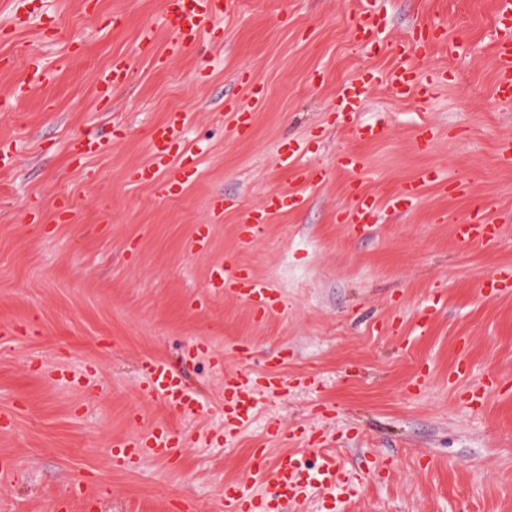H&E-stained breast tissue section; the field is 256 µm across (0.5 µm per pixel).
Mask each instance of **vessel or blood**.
Listing matches in <instances>:
<instances>
[{"instance_id": "b4317fda", "label": "vessel or blood", "mask_w": 512, "mask_h": 512, "mask_svg": "<svg viewBox=\"0 0 512 512\" xmlns=\"http://www.w3.org/2000/svg\"><path fill=\"white\" fill-rule=\"evenodd\" d=\"M236 0H165V19L174 33V50L186 51L194 47L201 35L214 28L224 16L230 15ZM496 26L500 36L493 47L497 61V87L499 99L512 100V0H497ZM386 17L377 7L376 0H360L354 36L358 46L368 55L379 56L393 53L391 42L384 37ZM413 46L428 50L446 44L443 24L414 27ZM131 60L125 55L113 56L104 70L98 71L94 81L104 91L123 85L130 74ZM387 84L398 97L429 94L432 83L422 79L418 69L399 60L388 72L368 70L356 79L344 83L338 90L339 106L342 112L353 114L361 111L370 88ZM147 138L153 155L159 159H171L182 170L196 169L197 160L192 151L183 148V116L174 113L171 120L149 128ZM339 165L352 173L356 184H363L372 173L362 154L344 153ZM299 190L278 194L265 200L246 216L248 237H255L267 224L272 213L278 211H299L306 207L308 197L304 185L311 179L305 170H297ZM434 173H425L422 179L404 185L400 193L389 199L388 208L400 209L401 205L418 200L425 183L433 181ZM379 203L375 198L357 196L346 219L351 224H371L376 220ZM473 216L469 223L458 225L460 240L490 245L500 237L499 225L490 223L480 200H473ZM209 284L214 288L232 289L238 297L249 303L262 315L278 311L281 303L274 292L261 280L254 278L242 267L215 261L210 270ZM285 360L278 354L268 359L264 373L255 375L238 369L224 375V429L231 434L244 431L258 410V394L263 390H277L284 386L285 379L280 371ZM140 371L145 377V391L149 398L160 401L170 410L184 418L192 419L205 414L210 404L196 392L189 389L183 374L171 363L160 359H148L141 363ZM179 438L165 429H152L147 439L132 434L115 440L112 453L115 458L134 460L139 453L146 452L156 457H175L179 454ZM269 486L267 494H258L256 483ZM342 468L334 450L325 448L320 453V462L314 468H305L301 457L285 454L275 462L258 460L249 477L225 483L220 498L221 512H288L289 508L303 503L318 491L327 490L344 494Z\"/></svg>"}]
</instances>
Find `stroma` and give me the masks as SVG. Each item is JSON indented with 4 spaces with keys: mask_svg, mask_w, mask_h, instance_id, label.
Masks as SVG:
<instances>
[{
    "mask_svg": "<svg viewBox=\"0 0 512 512\" xmlns=\"http://www.w3.org/2000/svg\"><path fill=\"white\" fill-rule=\"evenodd\" d=\"M387 40L406 45L420 22L446 24L458 54L412 51L423 76L447 71L432 97L378 85L360 117L336 92L362 69L389 70L351 35L358 0H239L235 17L168 55L163 0H43L51 21L14 29L18 0H0V141L14 162L0 173V512H216L225 482L248 476L268 420L334 446L359 486L341 512H512V288L483 294L512 266V104L494 95V0H382ZM155 30L140 46L141 28ZM65 58L59 78L15 101L30 81L23 59ZM128 82L104 92L93 76L113 55ZM263 102L238 131L226 102ZM184 115L197 170L159 195L139 180L152 163L147 130ZM385 122L379 139L358 126ZM428 122L436 139L416 142ZM121 132L104 154L77 161L71 135ZM325 170L297 212L273 214L248 247L239 228L265 197L298 189L282 152ZM364 155V190L386 201L430 167L469 181L501 238L460 242L469 200L442 186L364 229L340 221L351 206L338 155ZM206 250H192L197 234ZM219 259L250 268L284 309L256 317L209 285ZM424 331H415L420 318ZM224 359L188 361V343ZM263 371L287 351V394L264 397L247 433L225 438L218 410L193 421L141 389L138 365L159 358L211 401L240 347ZM161 427L183 438L177 460L113 461V440Z\"/></svg>",
    "mask_w": 512,
    "mask_h": 512,
    "instance_id": "1",
    "label": "stroma"
}]
</instances>
